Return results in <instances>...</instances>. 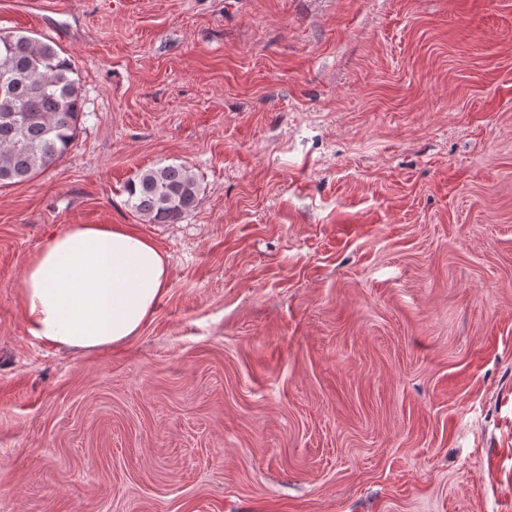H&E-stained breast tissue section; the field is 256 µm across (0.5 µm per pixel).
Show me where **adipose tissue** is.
I'll list each match as a JSON object with an SVG mask.
<instances>
[{
  "instance_id": "1",
  "label": "adipose tissue",
  "mask_w": 512,
  "mask_h": 512,
  "mask_svg": "<svg viewBox=\"0 0 512 512\" xmlns=\"http://www.w3.org/2000/svg\"><path fill=\"white\" fill-rule=\"evenodd\" d=\"M167 257L122 224H67L50 234L16 282L28 335L89 351L136 335L166 294Z\"/></svg>"
}]
</instances>
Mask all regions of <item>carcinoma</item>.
<instances>
[{"mask_svg":"<svg viewBox=\"0 0 512 512\" xmlns=\"http://www.w3.org/2000/svg\"><path fill=\"white\" fill-rule=\"evenodd\" d=\"M0 186L27 182L71 151L85 104L70 58L49 39L0 33ZM127 205L149 224H177L200 194L183 164L150 167L125 186Z\"/></svg>","mask_w":512,"mask_h":512,"instance_id":"cac0c4a2","label":"carcinoma"}]
</instances>
